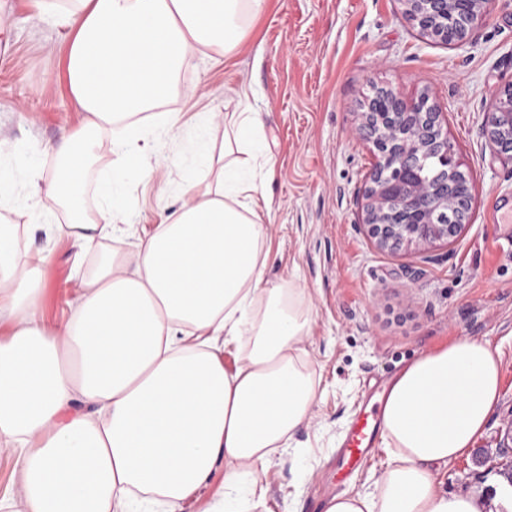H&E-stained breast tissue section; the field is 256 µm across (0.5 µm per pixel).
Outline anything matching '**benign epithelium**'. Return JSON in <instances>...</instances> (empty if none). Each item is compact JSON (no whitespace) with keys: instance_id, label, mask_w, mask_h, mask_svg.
Listing matches in <instances>:
<instances>
[{"instance_id":"benign-epithelium-1","label":"benign epithelium","mask_w":512,"mask_h":512,"mask_svg":"<svg viewBox=\"0 0 512 512\" xmlns=\"http://www.w3.org/2000/svg\"><path fill=\"white\" fill-rule=\"evenodd\" d=\"M418 34L448 50L469 43L490 0H399ZM358 132L372 146L359 224L381 250L451 244L472 208V186L443 113L426 98L404 99L379 89L361 113ZM489 147L512 163V88L491 113Z\"/></svg>"}]
</instances>
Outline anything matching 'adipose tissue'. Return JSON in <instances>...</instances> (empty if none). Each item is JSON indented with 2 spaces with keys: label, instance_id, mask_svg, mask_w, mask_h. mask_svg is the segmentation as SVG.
Masks as SVG:
<instances>
[{
  "label": "adipose tissue",
  "instance_id": "1",
  "mask_svg": "<svg viewBox=\"0 0 512 512\" xmlns=\"http://www.w3.org/2000/svg\"><path fill=\"white\" fill-rule=\"evenodd\" d=\"M265 0H74L65 71L79 129L51 147L58 162L34 175L29 208L47 232L92 249L125 222L124 178L152 172L140 115L167 100L180 63L218 46L233 51L246 16ZM223 141L198 139L204 171L176 210L130 250L74 270L70 315L41 307L48 254L20 248L21 227L0 223V451L16 454L24 512H183L216 467L224 483L210 512H238V482L289 447L316 396L298 363L311 320L263 278L269 255L251 203L274 163L262 119L224 115ZM123 144L105 204L88 215L81 187L93 136ZM247 341L234 370L222 354ZM501 358L466 336L423 353L392 381L382 437L394 449L375 492L338 494L323 512H483L443 491L435 469L472 453L499 399Z\"/></svg>",
  "mask_w": 512,
  "mask_h": 512
}]
</instances>
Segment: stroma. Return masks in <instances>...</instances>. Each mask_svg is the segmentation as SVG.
I'll list each match as a JSON object with an SVG mask.
<instances>
[{
  "label": "stroma",
  "instance_id": "1",
  "mask_svg": "<svg viewBox=\"0 0 512 512\" xmlns=\"http://www.w3.org/2000/svg\"><path fill=\"white\" fill-rule=\"evenodd\" d=\"M0 16V140L8 146L0 163L22 180L35 170L47 175L56 166L51 145L81 120L65 82V31L58 13L39 11L32 0H0ZM246 26L231 54L214 47L182 66L163 106L181 113L182 128L174 136L154 132L151 176H128L129 224L85 254L39 227L21 235L23 246L51 253L46 315L66 311L73 267L92 272L174 210L201 172L189 147L203 132V114L237 111L247 98L263 115L262 143L276 169L254 204L267 228L264 279L295 289L314 318L301 362L317 389L308 426L273 457L250 512H323L333 495L373 491L392 451L381 445L362 465L342 464L338 450L354 420L414 359L460 336L499 349L501 398L476 441L486 465L463 456L439 467L437 478L448 492L481 499L485 512H504L496 487L499 447L512 425V224L493 223L491 213L512 205V163L491 150L484 129L512 84V0H491L486 20L456 50L421 39L399 0H266ZM377 87L427 97L447 115L475 196L470 222L451 246L390 253L358 223L372 154L354 128ZM94 155L86 173L93 212L117 160L112 133L98 135Z\"/></svg>",
  "mask_w": 512,
  "mask_h": 512
}]
</instances>
